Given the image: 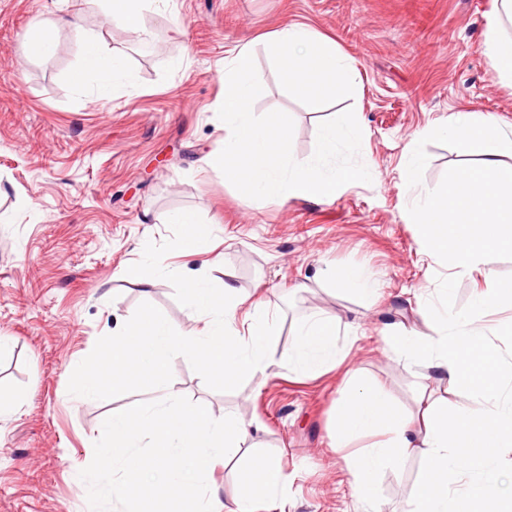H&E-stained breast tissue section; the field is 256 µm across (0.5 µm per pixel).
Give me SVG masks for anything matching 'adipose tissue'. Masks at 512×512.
Listing matches in <instances>:
<instances>
[{
  "label": "adipose tissue",
  "mask_w": 512,
  "mask_h": 512,
  "mask_svg": "<svg viewBox=\"0 0 512 512\" xmlns=\"http://www.w3.org/2000/svg\"><path fill=\"white\" fill-rule=\"evenodd\" d=\"M103 11L139 38H148L143 20L162 0H102ZM512 0H493L484 33L485 50L500 77L512 82ZM269 47L283 81L299 88L311 106L353 82V68L326 38L303 24L272 33ZM94 82L99 94L116 84L134 87L124 56L108 53L95 33H84L81 61L71 82ZM458 151L481 155L482 163L451 174L438 193L414 200L411 218L419 228L420 250L444 259L458 275L478 274L484 286L464 311L429 307L420 329L382 336L391 350L423 368L426 378L466 392L471 405L459 411L431 408L421 420L397 408L387 392L358 373L346 380V395L334 413L337 446L363 438L364 448L346 456L353 480L350 493L381 512L377 484L381 473L401 466L414 449L423 451V473L411 486V512H512V472L502 461L512 448V323L481 327L486 311L512 305V283L494 264L512 251V165L501 156L512 151V134L490 115L454 114L444 127Z\"/></svg>",
  "instance_id": "1"
}]
</instances>
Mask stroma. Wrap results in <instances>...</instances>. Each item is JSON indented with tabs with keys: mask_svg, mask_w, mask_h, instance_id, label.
I'll use <instances>...</instances> for the list:
<instances>
[{
	"mask_svg": "<svg viewBox=\"0 0 512 512\" xmlns=\"http://www.w3.org/2000/svg\"><path fill=\"white\" fill-rule=\"evenodd\" d=\"M492 0H169L144 18L138 40L105 17L99 0H0V392L15 399L0 417V512H90L78 473L111 414L153 399L152 391L79 401L69 378L94 348L142 302L180 331L197 329L173 286L150 289L121 276L147 242L171 236L168 215L198 213L213 226L211 252L171 266L231 277L245 301L260 298L279 315L275 355L287 352L300 320L334 315L342 365L318 378L280 369L247 377L235 391L209 389L189 361H173L172 390L215 419L233 414L261 423L243 453L272 451L288 473L291 512H368L350 496L351 476L334 447V407L346 369H359L403 410L421 395L462 408L468 394L421 376L386 349L385 323L419 327L429 302L468 308L478 277L450 276L444 260L420 252L409 216L417 195L441 189L460 165L447 136L425 140L414 177L404 153L412 135L446 125L462 111L483 112L512 129V83L485 53L482 32ZM79 14L106 51L122 52L137 89L101 96L72 86L82 32L59 25ZM302 22L331 39L351 61L349 90L311 111L297 88L283 85L268 34ZM53 49L29 56L33 31ZM251 44L269 93L255 114L288 113L292 155L309 161L319 124L353 109L362 130L360 161L368 183L341 186L335 198L253 200L203 158L219 149L224 124V58ZM150 223H142L143 214ZM363 269L379 282L362 300L316 279L319 269ZM421 456L379 478L383 512H409L408 492Z\"/></svg>",
	"mask_w": 512,
	"mask_h": 512,
	"instance_id": "obj_1",
	"label": "stroma"
}]
</instances>
